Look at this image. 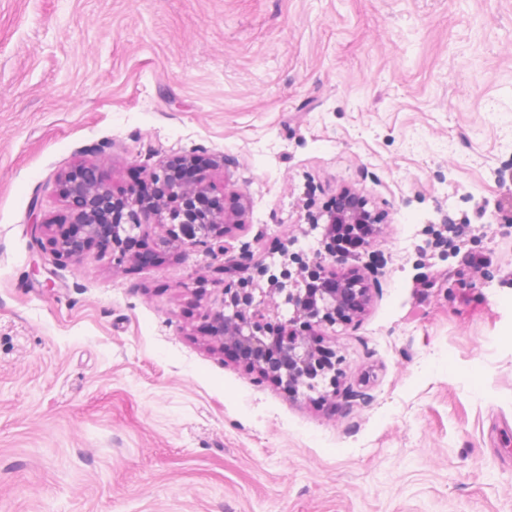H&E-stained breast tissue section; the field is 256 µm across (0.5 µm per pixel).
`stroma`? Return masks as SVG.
I'll list each match as a JSON object with an SVG mask.
<instances>
[{"label": "stroma", "instance_id": "stroma-1", "mask_svg": "<svg viewBox=\"0 0 512 512\" xmlns=\"http://www.w3.org/2000/svg\"><path fill=\"white\" fill-rule=\"evenodd\" d=\"M177 156L245 204L226 253H55L62 174ZM310 185L383 216L364 313L318 331L350 407L202 331L243 247L318 249ZM508 196L512 0H0V512H512V229L463 282L426 242Z\"/></svg>", "mask_w": 512, "mask_h": 512}]
</instances>
